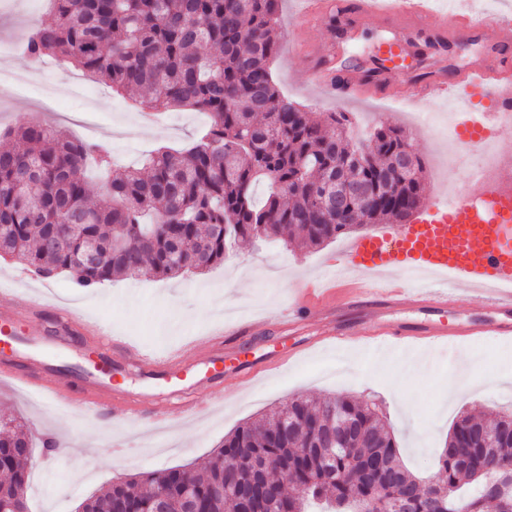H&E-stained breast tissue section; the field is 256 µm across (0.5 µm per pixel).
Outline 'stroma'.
I'll list each match as a JSON object with an SVG mask.
<instances>
[{
    "label": "stroma",
    "instance_id": "stroma-1",
    "mask_svg": "<svg viewBox=\"0 0 512 512\" xmlns=\"http://www.w3.org/2000/svg\"><path fill=\"white\" fill-rule=\"evenodd\" d=\"M355 0H335L333 17L312 25L296 26L303 49L295 56L280 54L272 65L282 92L313 112H335V100L318 95L308 84L309 74L320 64L351 68L369 59L382 39L396 31L395 23L364 24L352 39L337 42L330 25L338 18L349 26ZM53 13L48 0H0V44L12 52L0 58V68L20 74L37 72L22 52L32 28L48 24ZM41 72V71H38ZM51 84L55 111L43 122L65 128L72 137L101 141L111 149L113 161L141 165L155 149L182 148L206 125V118L187 109L142 110L105 85H95L92 99L74 96L83 74L70 66L41 72ZM352 120L365 128L383 121L398 125L413 139L424 167L426 199L444 200L449 184L464 193L477 194L467 172L477 160L469 156L449 165L440 153L430 127L419 123L411 110L395 106L378 89L346 107ZM345 234L322 246L301 249L282 242H248L231 250L223 264L203 274L163 278L146 272L132 279L103 282L93 288L75 287L67 275L45 279L11 258L0 257V310L9 309L15 291L26 290L43 299L45 311L35 328L47 333L60 311L78 309L88 320L111 324L113 335L163 352L189 336L204 335L208 327L235 319L264 315L271 324L249 347L254 358L266 357L283 347L315 342L325 324L312 315L294 334L279 333L275 319L298 289L309 287L329 271L330 259L352 241ZM455 377H471L475 387L454 405L443 402L440 389ZM208 385L195 386L201 412L181 416L166 388H154L151 403L166 406L177 421L169 429H154L148 418L116 423L111 413L93 415L74 410H48L16 385L0 383V418L13 416L25 424L34 443L30 472L29 512H77L86 497L130 477L176 466L201 470L225 435L251 417L295 396L317 399L349 394L380 403L384 420L413 472L435 475L436 454L461 412L477 410L485 417L512 409V344L495 338L470 346H438L425 352L395 351L378 344L363 350L353 346L339 351L322 348L250 389L210 406ZM57 439L59 449L50 455L41 447L43 437Z\"/></svg>",
    "mask_w": 512,
    "mask_h": 512
}]
</instances>
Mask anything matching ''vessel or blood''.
Here are the masks:
<instances>
[{
  "mask_svg": "<svg viewBox=\"0 0 512 512\" xmlns=\"http://www.w3.org/2000/svg\"><path fill=\"white\" fill-rule=\"evenodd\" d=\"M451 17V24L433 29L435 57H443L447 42L481 34L490 42L486 62L464 71L458 78L431 75L414 81L410 67L402 59L406 42L396 41L379 47L382 64L399 71L403 80L413 82V91L395 94V101L416 107L423 100L448 102L466 90L487 97L481 126L512 127V78L495 76L500 60L498 51L512 45V23L487 16L471 7L469 0H357L355 24L370 20H395L408 31L430 17ZM476 198L453 202L432 201L408 223L373 227L354 239L341 255L338 266L359 276V283L323 292L307 289L290 306L286 324L300 327L318 313L335 323L330 338L346 341L354 325L380 321L375 337L399 349L426 348L435 344L474 343L485 336H512V152L501 156L499 168L488 179H478ZM430 275V282L411 287L406 271ZM480 292L497 321L489 327L448 325L446 318L458 287ZM38 298L21 291L15 294L12 312L0 311V376L21 384H31L28 337L18 335L16 317L41 309ZM425 311L423 320H395L399 310ZM267 319H241L223 331L225 339H245L267 330ZM97 344L86 353L81 368L89 391L88 408L104 412L112 405V374L123 363L138 365L148 386L166 387L184 395L205 379L221 380L224 355L212 351L213 337H206L158 356L143 347L113 338L105 326L97 328ZM210 349L207 368H200L197 351ZM296 351L284 350L266 362L239 363L235 375L241 387L266 376L295 360ZM40 369L49 381L39 391L45 405L57 406L68 399L67 387L55 375L50 358H43Z\"/></svg>",
  "mask_w": 512,
  "mask_h": 512,
  "instance_id": "obj_1",
  "label": "vessel or blood"
}]
</instances>
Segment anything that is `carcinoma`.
I'll use <instances>...</instances> for the list:
<instances>
[{
  "label": "carcinoma",
  "instance_id": "carcinoma-1",
  "mask_svg": "<svg viewBox=\"0 0 512 512\" xmlns=\"http://www.w3.org/2000/svg\"><path fill=\"white\" fill-rule=\"evenodd\" d=\"M55 21L38 25L25 53L81 68L145 108L190 107L209 123L187 146L159 150L144 167L114 168L105 199L87 202L83 162L111 165L105 146L75 141L40 120L4 134L0 149V256L44 278L66 272L92 288L144 269L163 277L203 273L239 241L281 239L318 247L364 224H400L424 202V169L400 156L403 129L383 123L353 136L345 112L321 119L277 88L271 60L281 47V0H52ZM342 175L368 195L331 212L323 194ZM92 245L95 261H79ZM375 402L299 396L224 437L205 471L173 467L109 485L90 497L95 512H152L160 486L167 512H231L218 489L255 453L281 475L274 512H354L383 496L402 512H512L499 499L512 481V411L488 421L462 413L438 457L443 496L402 460ZM22 429L0 428V499L25 494Z\"/></svg>",
  "mask_w": 512,
  "mask_h": 512
}]
</instances>
